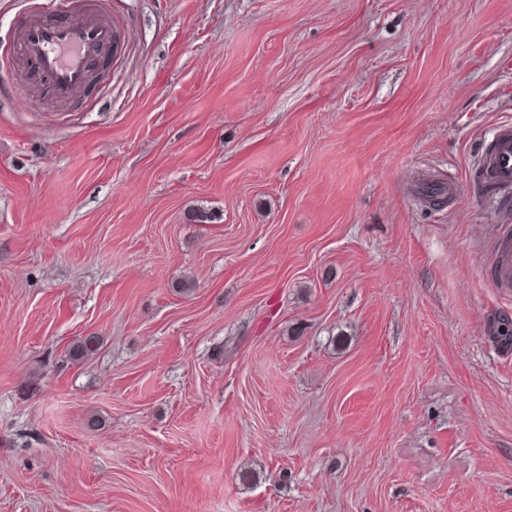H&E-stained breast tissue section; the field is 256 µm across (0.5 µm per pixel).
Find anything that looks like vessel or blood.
I'll return each mask as SVG.
<instances>
[{"mask_svg":"<svg viewBox=\"0 0 512 512\" xmlns=\"http://www.w3.org/2000/svg\"><path fill=\"white\" fill-rule=\"evenodd\" d=\"M30 3L14 54L25 71L35 72L59 97H68L85 87L90 67L116 48L112 18L99 9L97 0H85L83 11L72 19L52 17L42 0ZM481 167L498 190L512 191V124L498 128Z\"/></svg>","mask_w":512,"mask_h":512,"instance_id":"vessel-or-blood-1","label":"vessel or blood"}]
</instances>
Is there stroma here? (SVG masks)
<instances>
[{
  "instance_id": "obj_1",
  "label": "stroma",
  "mask_w": 512,
  "mask_h": 512,
  "mask_svg": "<svg viewBox=\"0 0 512 512\" xmlns=\"http://www.w3.org/2000/svg\"><path fill=\"white\" fill-rule=\"evenodd\" d=\"M100 8L109 84L0 60V512H512V0ZM483 175L499 191H512V124L501 125L493 136L487 151L482 155Z\"/></svg>"
}]
</instances>
